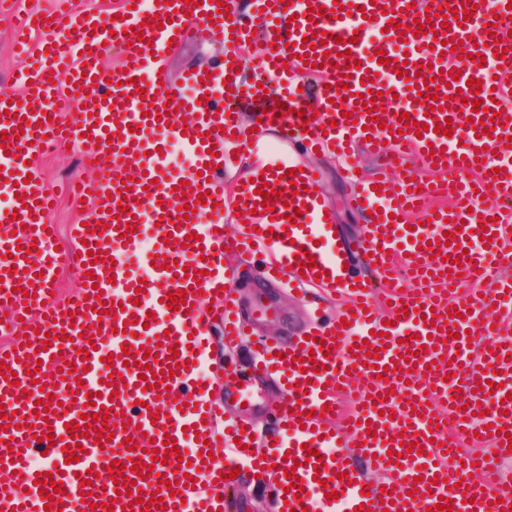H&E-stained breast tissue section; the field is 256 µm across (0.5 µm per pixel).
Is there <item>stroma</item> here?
I'll return each instance as SVG.
<instances>
[{
    "instance_id": "35a3bbf8",
    "label": "stroma",
    "mask_w": 512,
    "mask_h": 512,
    "mask_svg": "<svg viewBox=\"0 0 512 512\" xmlns=\"http://www.w3.org/2000/svg\"><path fill=\"white\" fill-rule=\"evenodd\" d=\"M216 58V48L203 42L188 41L168 57L167 78L170 82H177L184 70L207 66ZM294 155L301 162L320 169L319 201L334 226L335 235L346 239L361 236L367 218L350 206L349 198L354 187L343 172L345 160L326 151L310 153L302 145L296 147ZM36 163L58 195V208L54 216L59 226L56 246L61 250L72 248L68 227L79 222L83 213L80 200L68 194L66 184L73 175L88 179L92 172L80 167L75 154L64 148L42 153ZM224 266L236 283L247 334L237 346L228 350L224 347L222 321L210 322L208 343L213 347L210 358L218 369L228 365L234 373L245 372L258 341L295 340L311 326L313 312H320V320L325 323L336 318L344 303L342 297L328 294L319 285L309 286L302 294L291 292L286 281L268 278L260 262H241L229 257L225 259ZM251 387L252 405L245 407L237 404L234 397L225 394L220 384L216 385L211 401L223 407L225 416L236 420L247 419L254 423L256 429L269 430L272 426L271 416L282 404L280 387L271 379L254 380Z\"/></svg>"
}]
</instances>
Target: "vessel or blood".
<instances>
[{"label":"vessel or blood","mask_w":512,"mask_h":512,"mask_svg":"<svg viewBox=\"0 0 512 512\" xmlns=\"http://www.w3.org/2000/svg\"><path fill=\"white\" fill-rule=\"evenodd\" d=\"M512 0H253L243 15L239 0H118L112 11L88 10L77 0H54L49 10L18 12L16 0H0V13L16 16L15 45L28 58L0 91V321L1 335L29 334V345L0 346V512H45L37 474L62 482L54 507L61 512H234L233 493L257 475L272 477L278 512H427L446 498L453 512H512V479H497L492 466L512 456V336L493 327L495 309L512 308V229L497 219L512 200V159L492 149L512 142V115L491 99L512 73ZM227 4L229 13L218 10ZM455 14L450 31L400 34L413 20L433 19L438 7ZM475 15L464 18L467 9ZM494 32H487V25ZM386 29L369 41L370 27ZM321 31L334 39L310 47ZM260 37L254 80L238 71L242 46ZM196 38L222 45L221 61L166 78L171 41ZM463 45L467 56L452 48ZM506 47L504 58L494 50ZM122 55L121 69L104 67L108 49ZM350 58H343V51ZM481 53L482 62L470 60ZM389 65H382L380 57ZM319 85L317 116L301 127L304 90ZM436 84L437 103L451 135L425 126L427 100L418 94ZM79 94L72 108L68 91ZM381 94L384 110L369 115L358 103ZM258 98L259 129L246 133L239 104ZM481 109H472L473 101ZM411 124L396 129L401 115ZM493 118L491 135L473 122ZM424 131H417V124ZM304 138L309 148L348 155L371 138L390 142L403 172L352 175L355 202L376 212L358 249L384 281L348 277V245L337 242L315 189L319 173L294 171L271 148ZM177 144L191 160L188 173L174 171L167 148ZM268 153L262 181L294 186L288 200L263 198L246 183L225 198L218 181L225 144ZM71 146L97 162L95 176L73 188L90 202L83 224L73 225L74 252L56 249L51 221L56 194L36 172L32 154ZM437 168L444 183H425L421 169ZM293 170L286 179L282 170ZM248 212L249 227L224 234L229 203ZM197 212L186 215L188 205ZM415 217V229L405 218ZM494 237L479 246L480 226ZM199 243L182 247L186 236ZM155 255L142 251L146 237ZM276 258L270 272L299 283L327 277L329 292L345 297L338 321L318 325L308 338L261 343L255 374L279 378L284 403L259 451L249 444L255 429L232 427L240 442L233 460L209 458L218 447L221 411L208 400L210 381L199 368L207 354L201 329L204 298L223 305L224 344L244 334L234 282L224 254L243 259L266 248ZM317 266L300 269L299 251ZM75 266L81 289L69 301L53 296L55 273ZM458 294H451V287ZM186 291L189 311L168 309V293ZM435 322H427V315ZM479 342L472 351L471 342ZM178 356H171L170 346ZM151 353L152 373L174 365L173 376L148 387L141 367L126 365L124 347ZM19 387H12V380ZM113 410L111 442L98 445L101 422L68 433L81 416ZM173 437L178 455H167L150 476L137 480L141 502L116 493L107 473L113 462L132 468L150 462L153 442ZM487 441L488 455L473 453ZM418 453L403 454L402 443ZM81 446L79 461L68 449ZM313 457H306V450ZM387 473L385 484L368 483L348 457ZM297 479H286V470ZM92 474L90 487L80 477ZM300 494L289 491L290 484ZM335 489L336 497L325 494ZM393 502L383 505V492Z\"/></svg>","instance_id":"b4317fda"}]
</instances>
